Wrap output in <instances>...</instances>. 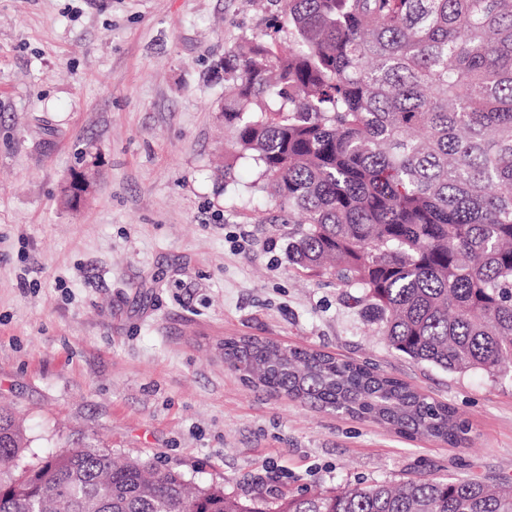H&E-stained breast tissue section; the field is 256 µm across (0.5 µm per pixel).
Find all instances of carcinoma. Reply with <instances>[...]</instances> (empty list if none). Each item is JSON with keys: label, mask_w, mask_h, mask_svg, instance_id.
Listing matches in <instances>:
<instances>
[{"label": "carcinoma", "mask_w": 512, "mask_h": 512, "mask_svg": "<svg viewBox=\"0 0 512 512\" xmlns=\"http://www.w3.org/2000/svg\"><path fill=\"white\" fill-rule=\"evenodd\" d=\"M277 39L224 56V126L288 216L291 262L366 296L389 346L445 370L512 362V0H282ZM243 380L398 433L470 442L402 380L313 349L224 340ZM25 448L0 413V460ZM0 512H512L472 476L252 498L73 448L8 481Z\"/></svg>", "instance_id": "carcinoma-1"}]
</instances>
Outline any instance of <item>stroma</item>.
I'll use <instances>...</instances> for the list:
<instances>
[{"label": "stroma", "instance_id": "35a3bbf8", "mask_svg": "<svg viewBox=\"0 0 512 512\" xmlns=\"http://www.w3.org/2000/svg\"><path fill=\"white\" fill-rule=\"evenodd\" d=\"M278 0H0V407L17 474L91 446L249 499L376 482L512 481V376L387 345L361 292L294 266L288 211L224 135L227 49ZM229 165L230 176L219 168ZM87 172L86 202L63 187ZM319 349L470 422L452 448L246 386L225 338ZM25 448L21 425L9 413H0V460L9 461Z\"/></svg>", "mask_w": 512, "mask_h": 512}]
</instances>
